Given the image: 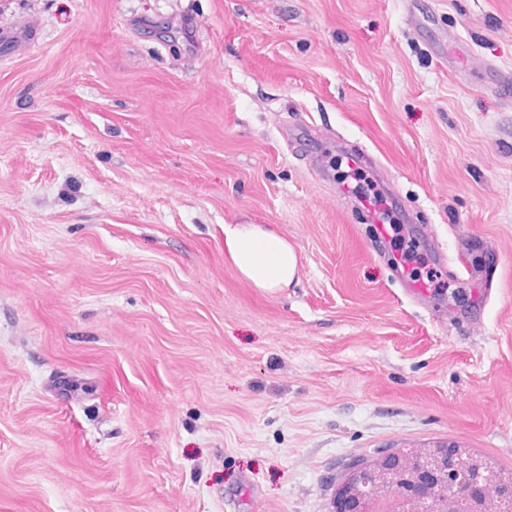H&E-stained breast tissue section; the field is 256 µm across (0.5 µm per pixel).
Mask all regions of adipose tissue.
I'll return each mask as SVG.
<instances>
[{
    "instance_id": "adipose-tissue-1",
    "label": "adipose tissue",
    "mask_w": 512,
    "mask_h": 512,
    "mask_svg": "<svg viewBox=\"0 0 512 512\" xmlns=\"http://www.w3.org/2000/svg\"><path fill=\"white\" fill-rule=\"evenodd\" d=\"M224 253L234 268L257 288H285L297 276L299 260L295 249L268 227L225 225Z\"/></svg>"
}]
</instances>
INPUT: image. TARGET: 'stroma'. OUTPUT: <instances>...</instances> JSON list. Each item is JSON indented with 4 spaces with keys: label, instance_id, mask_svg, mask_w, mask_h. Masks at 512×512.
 <instances>
[{
    "label": "stroma",
    "instance_id": "35a3bbf8",
    "mask_svg": "<svg viewBox=\"0 0 512 512\" xmlns=\"http://www.w3.org/2000/svg\"><path fill=\"white\" fill-rule=\"evenodd\" d=\"M7 26L0 512H332L353 462L442 443L512 467V0ZM227 224L287 238L297 281L243 279Z\"/></svg>",
    "mask_w": 512,
    "mask_h": 512
}]
</instances>
